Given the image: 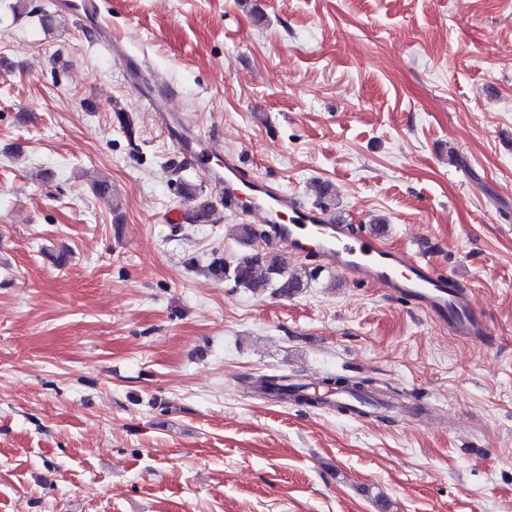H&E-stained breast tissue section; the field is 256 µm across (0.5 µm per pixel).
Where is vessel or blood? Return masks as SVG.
Returning <instances> with one entry per match:
<instances>
[{
    "label": "vessel or blood",
    "mask_w": 512,
    "mask_h": 512,
    "mask_svg": "<svg viewBox=\"0 0 512 512\" xmlns=\"http://www.w3.org/2000/svg\"><path fill=\"white\" fill-rule=\"evenodd\" d=\"M173 146L189 163L198 162L206 151L204 144L189 134L176 136ZM212 183L226 203L268 225L272 237L295 255L316 253L356 280L374 281L396 297L415 301L458 337L486 333V321L473 304L469 289L454 275L436 270L428 260L388 248L380 237L339 223L320 209L298 205L266 182L245 175L236 159H225L223 176L213 178Z\"/></svg>",
    "instance_id": "vessel-or-blood-1"
}]
</instances>
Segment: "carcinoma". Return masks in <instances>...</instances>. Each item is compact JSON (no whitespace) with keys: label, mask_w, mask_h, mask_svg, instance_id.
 Returning a JSON list of instances; mask_svg holds the SVG:
<instances>
[{"label":"carcinoma","mask_w":512,"mask_h":512,"mask_svg":"<svg viewBox=\"0 0 512 512\" xmlns=\"http://www.w3.org/2000/svg\"><path fill=\"white\" fill-rule=\"evenodd\" d=\"M207 271L217 280H231L251 292H263L273 288L283 297L302 287L303 277H305L301 269L288 266L287 258L260 253L245 254L233 263L215 259L209 264ZM281 379H283L281 374H262L255 380L253 387L279 400H286L292 396L294 400L300 399L312 407L317 405V402L306 397L301 399L295 396V392L303 388L302 384L297 382L282 384ZM325 384L331 388L340 385L344 390H357L364 395L374 392L373 381L364 378L329 376L325 379Z\"/></svg>","instance_id":"1"}]
</instances>
